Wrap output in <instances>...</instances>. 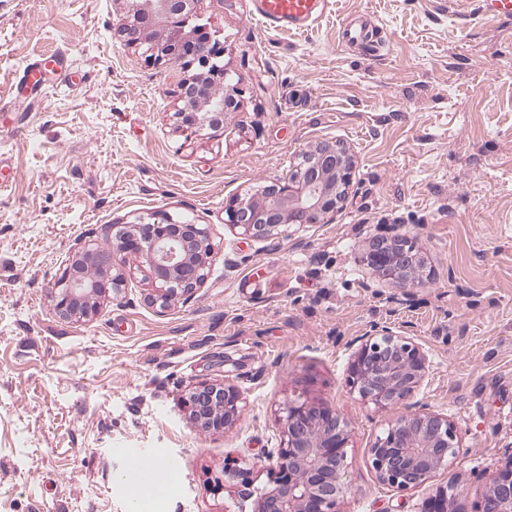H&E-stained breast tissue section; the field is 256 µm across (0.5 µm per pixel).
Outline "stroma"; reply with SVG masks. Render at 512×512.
Wrapping results in <instances>:
<instances>
[{
	"label": "stroma",
	"mask_w": 512,
	"mask_h": 512,
	"mask_svg": "<svg viewBox=\"0 0 512 512\" xmlns=\"http://www.w3.org/2000/svg\"><path fill=\"white\" fill-rule=\"evenodd\" d=\"M126 0H0V512H129L132 456L175 467L151 512H251L225 464L263 467L279 409L335 405L352 430L343 512H419L455 484L477 512L512 457V18L481 0H328L305 31L267 29L253 0H199L224 44L237 108L224 129L174 117L191 71L119 37ZM379 50L341 41L355 17ZM70 51V85L24 99V67ZM355 162L327 223L249 240L233 197L287 175L318 142ZM166 212L206 228L204 288L167 308L131 269L97 317L49 295L74 252ZM412 239L425 279L379 281L360 257L380 227ZM379 324L415 336L430 367L414 402L448 416L460 448L422 487L376 478L369 450L397 410L350 391L354 343ZM242 391L240 422L203 432L181 405L200 382Z\"/></svg>",
	"instance_id": "stroma-1"
}]
</instances>
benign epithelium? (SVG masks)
<instances>
[{
	"label": "benign epithelium",
	"mask_w": 512,
	"mask_h": 512,
	"mask_svg": "<svg viewBox=\"0 0 512 512\" xmlns=\"http://www.w3.org/2000/svg\"><path fill=\"white\" fill-rule=\"evenodd\" d=\"M198 0H129L121 33L134 45H145L149 58L179 62L190 59L199 72L190 88H182L184 107L178 112L183 127L201 130L213 115L224 118L236 105L224 91L227 75L211 68L205 46L212 36L194 38L186 30ZM354 160L331 142H320L301 155L288 175L268 181L246 199L234 198L225 207L227 222L253 240H270L279 228L314 224L333 216L352 182ZM212 245L205 228L189 219L165 213L152 222L125 225L112 239L108 253L99 249L77 252L54 284L50 302L63 318H94L101 300L125 286L120 266L132 259L146 272L151 303L162 308L175 298L190 299L208 277ZM362 261L378 279L408 289L422 283L423 262L414 242L398 234L371 238ZM430 367L424 348L412 336L374 326L352 354L347 383L360 399L379 410L406 405ZM189 419L203 431L221 432L240 420L244 397L229 383L201 382L182 397ZM280 443L268 453V486L255 496L252 512H342L351 490L346 458L350 443L347 421L335 406L294 399L280 411ZM459 448L456 427L447 416L426 408L408 411L388 424L369 449L370 467L377 479L398 492L423 486L452 464ZM420 512H464L454 489L438 487ZM477 512H512V459L489 479Z\"/></svg>",
	"instance_id": "1"
}]
</instances>
